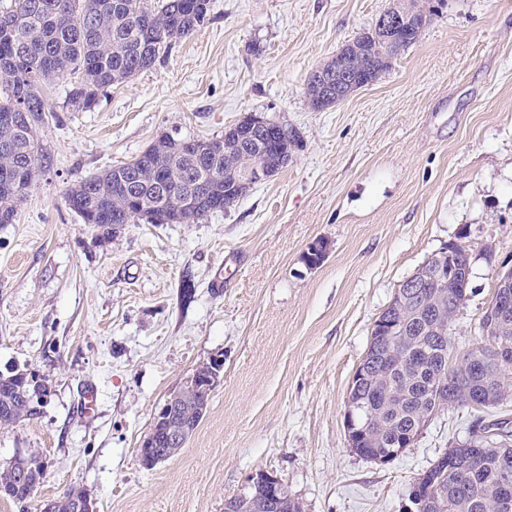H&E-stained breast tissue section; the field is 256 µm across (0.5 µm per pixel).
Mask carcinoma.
Masks as SVG:
<instances>
[{
  "instance_id": "carcinoma-1",
  "label": "carcinoma",
  "mask_w": 512,
  "mask_h": 512,
  "mask_svg": "<svg viewBox=\"0 0 512 512\" xmlns=\"http://www.w3.org/2000/svg\"><path fill=\"white\" fill-rule=\"evenodd\" d=\"M210 0H10L0 5V114L14 112L17 119L0 123V224L15 220L25 189L9 179L10 172L27 166L29 181L46 167L48 156L39 143L36 129L42 123L45 104L40 89L46 82L70 81L66 103L76 110L90 108L98 96L119 81L152 67L161 55L203 25ZM418 13V27L404 31L391 48L371 37L373 29L345 43L338 55L345 58L349 72L374 82L400 54L414 44L426 24ZM274 132L244 126L229 141L211 138V154L195 166L179 156L177 143L168 150L153 148L122 168V181L112 179V170L85 177L71 188L66 202L85 224L105 228L129 224V214L139 205L160 224L177 217L193 222L224 211V200H240L254 186L243 181V173L255 161ZM206 180L201 200L191 211L181 210L191 185ZM412 304L400 319V329L409 337L402 348L406 367L393 370L371 360L370 378L352 391V398L365 405L377 418L378 433L366 432L352 447L358 456L371 460L385 457L408 442L419 425L423 411L435 405L432 385L444 370L448 379L442 394L451 408H465L479 401L486 408L495 402L479 400L477 392L489 395L500 380L512 375L499 362L497 347L512 349V310L508 331L492 336L481 346V374L467 378L456 372L452 334L432 329L438 309L453 317L460 310L462 289L453 282L446 286L412 288ZM50 397L47 380L28 369L0 373V428H8L36 417L40 410L32 394ZM181 417L194 430L206 411L209 393L194 381L183 382ZM496 435L475 439L444 452L429 469L421 487L424 512H512L500 507L502 486L512 497V421L493 423ZM508 449V466L501 463L502 448ZM45 478V465L36 454H25L12 467H0V495L14 501L30 500ZM87 493L72 488L50 500L48 512H78V501ZM301 512L288 494V487L275 497L262 486L246 496L224 500V512Z\"/></svg>"
}]
</instances>
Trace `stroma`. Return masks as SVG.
Masks as SVG:
<instances>
[{"mask_svg": "<svg viewBox=\"0 0 512 512\" xmlns=\"http://www.w3.org/2000/svg\"><path fill=\"white\" fill-rule=\"evenodd\" d=\"M399 0H210L207 19L90 109L66 82L42 92L49 163L0 224V371L52 394L0 428V464L38 452L46 476L21 505L79 487L98 512H224L261 471L302 512H404L415 479L497 409L439 411L389 463L348 448L345 403L375 320L441 247L471 262L455 347L480 340L496 275L512 264V0H414L415 44L373 84L312 110L310 73ZM249 113L287 125L288 166L230 209L188 224L104 233L66 191L160 135L212 138ZM325 240L317 267L304 261ZM224 362L181 452L148 469L137 450L193 370ZM97 390L92 418L80 403Z\"/></svg>", "mask_w": 512, "mask_h": 512, "instance_id": "35a3bbf8", "label": "stroma"}]
</instances>
